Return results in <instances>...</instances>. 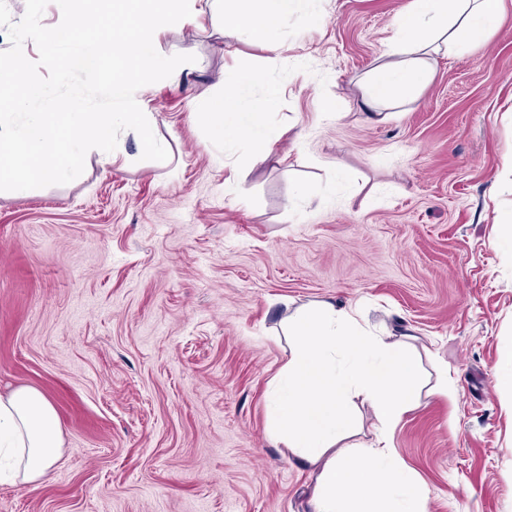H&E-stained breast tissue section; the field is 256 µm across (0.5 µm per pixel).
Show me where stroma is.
<instances>
[{"label":"stroma","instance_id":"obj_1","mask_svg":"<svg viewBox=\"0 0 512 512\" xmlns=\"http://www.w3.org/2000/svg\"><path fill=\"white\" fill-rule=\"evenodd\" d=\"M408 0H307L272 50L244 31L167 26L192 48L179 80L138 89L169 161L122 167L90 150L83 173L0 191V394L53 403L63 445L49 478L0 481V512H307L308 470L266 430L265 394L287 309L362 303L413 336L429 384L392 433L424 512H512V13L477 45L438 55L413 101L371 119L358 80ZM229 69L243 96L292 128L280 164L217 147L193 115ZM338 100L339 115L323 104ZM356 179L342 182L337 166Z\"/></svg>","mask_w":512,"mask_h":512}]
</instances>
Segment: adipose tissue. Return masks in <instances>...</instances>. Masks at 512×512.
<instances>
[{
  "instance_id": "adipose-tissue-1",
  "label": "adipose tissue",
  "mask_w": 512,
  "mask_h": 512,
  "mask_svg": "<svg viewBox=\"0 0 512 512\" xmlns=\"http://www.w3.org/2000/svg\"><path fill=\"white\" fill-rule=\"evenodd\" d=\"M304 0H230L237 27L268 46ZM507 0H410L394 20L395 35L360 82L377 120L418 92L433 76V57L472 46L499 26ZM257 71H230L224 94L205 101L196 115L212 140L244 142L256 160L274 161L282 134L263 120L277 89H269L263 109L241 106L244 88L260 81ZM359 305L321 301L288 319V348L269 383L267 431L298 462L311 468V512H421L422 488L397 459L391 433L413 409L421 367L410 343L360 322ZM368 403L377 421L375 440L349 444L357 428L356 404ZM57 414L39 390L23 387L0 395V461L11 482H42L60 455Z\"/></svg>"
}]
</instances>
